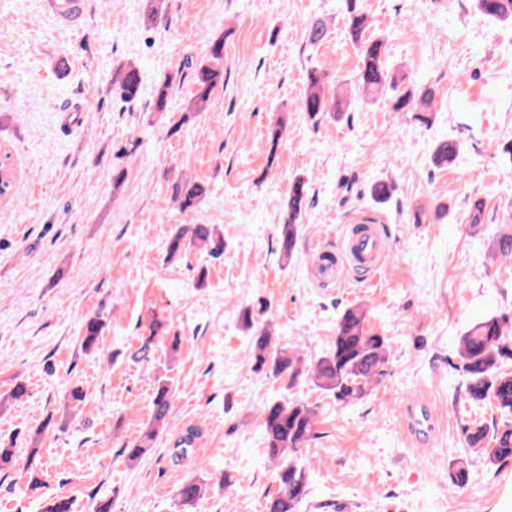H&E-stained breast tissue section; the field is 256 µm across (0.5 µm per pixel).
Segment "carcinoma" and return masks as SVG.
<instances>
[{
  "mask_svg": "<svg viewBox=\"0 0 512 512\" xmlns=\"http://www.w3.org/2000/svg\"><path fill=\"white\" fill-rule=\"evenodd\" d=\"M477 10L486 18L512 21V0H475ZM348 33L359 50L358 87L362 94L373 100L390 102L394 112H406L416 106L428 107L435 90L418 86L401 77H388L385 67L386 46L380 39L366 36L370 20L358 7V0H344ZM224 41H214L208 51L209 63L196 71L195 89L186 111L207 110L214 89L224 83ZM325 73L311 70L307 75V89L303 108L317 117L325 112L343 111V102L325 93ZM114 93L124 102L132 103L140 96L139 71L130 67L119 69L112 79ZM172 90V80L167 79L155 90L154 111L165 112ZM459 154L456 143L440 142L434 150L433 161L438 166L452 164ZM207 189L196 181L183 179L174 187L172 200L183 211L195 208ZM309 201L307 181L295 179L288 190V200L282 222L278 227L281 256L290 258L301 234L299 219ZM193 245L213 257L224 253V238L214 224H195L191 230L180 228L167 243L168 258L172 259ZM368 311L359 305L346 308L336 323V336L331 348L311 363H306L295 350L274 348L275 340L269 326L257 329L251 336L253 352L250 367L255 372H265L286 383L292 390L306 382L333 396L339 402L364 398L372 386L387 374L390 362L386 338L367 329ZM106 326L104 319L95 315L87 318L78 341L82 350L93 353ZM460 369L467 376L466 396L474 402H492L504 417H512V372L505 364L512 361V320L507 315H488L475 322L458 340ZM170 387L158 384L152 400V414L148 426L127 443L122 455L128 462H137L151 448L160 428L168 423L170 412ZM315 413L301 400L287 403L266 404L260 410L269 460L279 462L277 491L268 497L266 512H299L308 495L309 480L304 467L289 460V456L313 437ZM198 432L187 430L174 445L172 458L180 463L193 457L194 442ZM465 443L472 450L484 454L489 462L512 459V422L487 425L474 422L463 428ZM16 450L11 444L0 443V471L16 467ZM203 484L189 479L181 484L177 497L185 508L193 507L202 497Z\"/></svg>",
  "mask_w": 512,
  "mask_h": 512,
  "instance_id": "obj_1",
  "label": "carcinoma"
}]
</instances>
